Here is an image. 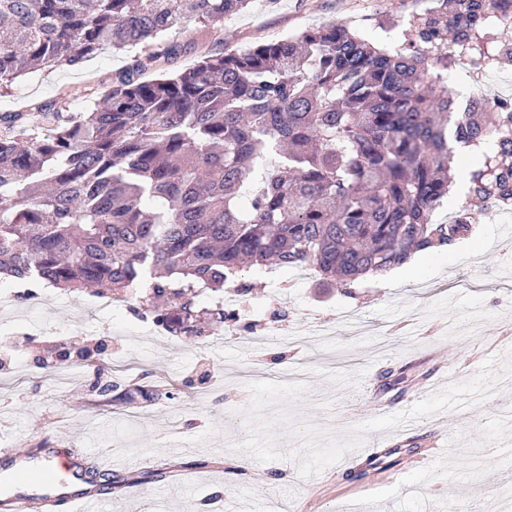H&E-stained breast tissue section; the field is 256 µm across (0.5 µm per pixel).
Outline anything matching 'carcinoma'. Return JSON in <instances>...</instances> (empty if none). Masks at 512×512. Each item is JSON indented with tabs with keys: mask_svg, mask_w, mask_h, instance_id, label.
Listing matches in <instances>:
<instances>
[{
	"mask_svg": "<svg viewBox=\"0 0 512 512\" xmlns=\"http://www.w3.org/2000/svg\"><path fill=\"white\" fill-rule=\"evenodd\" d=\"M250 0H0V86L133 52L77 113L55 102L0 115V274L110 299L158 322L217 329L195 310L242 271L309 267L341 288L468 236L512 207V108L465 112L429 66L471 42L490 67L481 17L496 0H437L415 38L390 50L342 23L189 69L140 75L192 52L169 39L215 29ZM493 146L466 163L464 223L435 224L453 174L448 137Z\"/></svg>",
	"mask_w": 512,
	"mask_h": 512,
	"instance_id": "1",
	"label": "carcinoma"
}]
</instances>
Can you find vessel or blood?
<instances>
[{
    "instance_id": "obj_1",
    "label": "vessel or blood",
    "mask_w": 512,
    "mask_h": 512,
    "mask_svg": "<svg viewBox=\"0 0 512 512\" xmlns=\"http://www.w3.org/2000/svg\"><path fill=\"white\" fill-rule=\"evenodd\" d=\"M13 465L10 487L0 493V512H94L111 502V465L86 450L42 448L30 454L23 448H0V461Z\"/></svg>"
}]
</instances>
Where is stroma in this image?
<instances>
[{"instance_id":"35a3bbf8","label":"stroma","mask_w":512,"mask_h":512,"mask_svg":"<svg viewBox=\"0 0 512 512\" xmlns=\"http://www.w3.org/2000/svg\"><path fill=\"white\" fill-rule=\"evenodd\" d=\"M436 0H251L207 33L190 23L175 40L196 52L159 65L192 67L201 54L243 51L328 23H343L372 42L395 47ZM128 62L104 51L78 70L42 69L0 88V115L62 101L92 84L105 89ZM499 214L473 219L470 256L424 254L417 273L395 282L361 278L348 290L320 286L292 271L244 273L252 289L240 297L239 319L203 343L160 335L112 300L95 315L91 294L18 282L0 307V343L29 336L27 351L0 370V446H83L117 458L112 512H496L512 502V242ZM293 288L274 294L277 281ZM292 319H320L332 336L295 337L291 360L247 341L253 315L272 309ZM84 335L108 342L109 392L94 386L85 361H43L46 340ZM420 425L400 435L399 409ZM379 460L363 461L367 445ZM441 455V469L431 468ZM168 469L173 491L132 475ZM353 479H346V472Z\"/></svg>"}]
</instances>
